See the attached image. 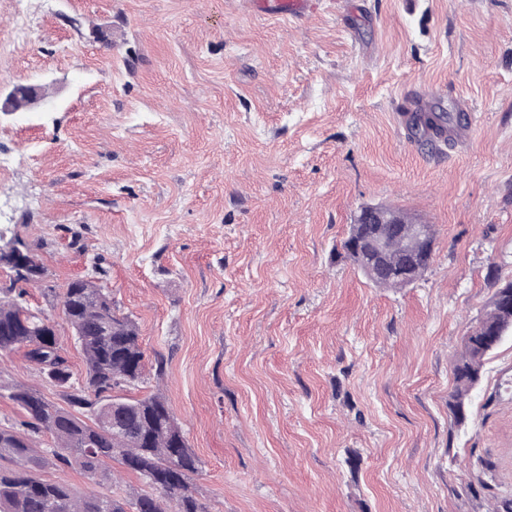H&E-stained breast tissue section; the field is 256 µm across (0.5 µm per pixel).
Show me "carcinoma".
<instances>
[{
	"label": "carcinoma",
	"instance_id": "obj_1",
	"mask_svg": "<svg viewBox=\"0 0 512 512\" xmlns=\"http://www.w3.org/2000/svg\"><path fill=\"white\" fill-rule=\"evenodd\" d=\"M426 131L446 130L445 113L418 117ZM375 217L355 226L360 240L390 238L388 260L400 261L402 232ZM54 299L65 300L64 315L81 347L86 364L83 382L72 380L68 359L56 336H43L44 312L30 309L26 290L0 288V357L25 350L26 359L55 387L66 406L48 400L24 384L8 386L9 398L26 416L20 426L0 424V512H207L190 484L199 460L191 451L166 397L112 398V391L136 386L147 376L139 329L127 315L112 308V297L94 280L70 281ZM512 334L500 301L492 296L489 310L465 336L454 361L456 390L450 407L458 423L467 420V400L480 383L485 357ZM46 432L55 440L50 452L36 447L33 435ZM118 461L139 475L147 489L80 497L65 482L47 480L38 471L55 462L79 469L90 480L110 479L108 462Z\"/></svg>",
	"mask_w": 512,
	"mask_h": 512
}]
</instances>
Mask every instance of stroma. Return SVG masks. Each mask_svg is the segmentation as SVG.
I'll return each instance as SVG.
<instances>
[{
  "label": "stroma",
  "instance_id": "stroma-1",
  "mask_svg": "<svg viewBox=\"0 0 512 512\" xmlns=\"http://www.w3.org/2000/svg\"><path fill=\"white\" fill-rule=\"evenodd\" d=\"M28 34L17 39L18 16ZM0 245L46 270L27 301L106 271L199 459L207 512H491L512 493V336L465 425L453 362L512 278V0H0ZM479 118L413 136L418 106ZM433 225L425 275L372 285L342 244L362 206ZM61 392L23 353L0 381ZM43 477L78 494L141 478ZM261 11L288 19L298 20L311 14L318 0H254Z\"/></svg>",
  "mask_w": 512,
  "mask_h": 512
}]
</instances>
